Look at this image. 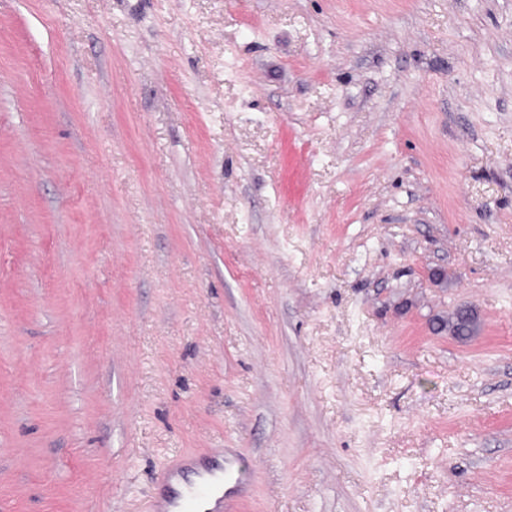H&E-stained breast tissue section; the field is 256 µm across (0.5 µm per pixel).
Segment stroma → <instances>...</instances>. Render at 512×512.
Returning a JSON list of instances; mask_svg holds the SVG:
<instances>
[{
  "label": "stroma",
  "instance_id": "obj_1",
  "mask_svg": "<svg viewBox=\"0 0 512 512\" xmlns=\"http://www.w3.org/2000/svg\"><path fill=\"white\" fill-rule=\"evenodd\" d=\"M219 448L226 512H512V0H0V512ZM448 326L453 328V335L459 339H467L478 330L476 319L473 320V318L467 316L463 308L456 309L448 319Z\"/></svg>",
  "mask_w": 512,
  "mask_h": 512
}]
</instances>
